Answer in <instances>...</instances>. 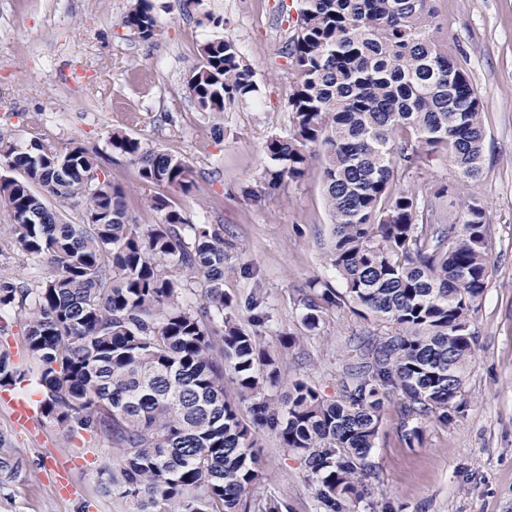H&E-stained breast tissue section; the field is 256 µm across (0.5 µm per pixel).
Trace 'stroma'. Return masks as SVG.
I'll use <instances>...</instances> for the list:
<instances>
[{
    "label": "stroma",
    "instance_id": "stroma-1",
    "mask_svg": "<svg viewBox=\"0 0 512 512\" xmlns=\"http://www.w3.org/2000/svg\"><path fill=\"white\" fill-rule=\"evenodd\" d=\"M157 28L142 39L122 19L129 0H0V136L18 144L39 137L81 146L125 191L129 216L160 223L150 200L160 186L113 151L124 130L151 151L185 158L197 187L172 195L194 224L223 229L230 254L224 293L251 329L247 303L265 302L262 343L282 381L306 380L328 400L342 395L344 365L357 336H387L389 325L349 308H324L316 328L302 317L313 283L340 286L329 260L331 218L312 160L306 178L271 191L267 140L287 134L291 67L279 54L293 34L299 0H152ZM431 39L447 48L484 104L482 175L474 186L486 209L489 285L474 315L477 346L466 377L467 404L451 424L425 423L410 445L394 404L382 412L371 453L376 476L354 512H512V0H433ZM232 40L255 72L257 91L224 112L201 111L187 89L205 41ZM81 70V81L71 74ZM26 320L0 315V354L22 370ZM263 481L257 497L274 495L289 512H321L302 456L279 436L258 434ZM20 465L0 483V512H113L100 477L113 460L101 437L70 436L35 414L15 424L0 397V459Z\"/></svg>",
    "mask_w": 512,
    "mask_h": 512
}]
</instances>
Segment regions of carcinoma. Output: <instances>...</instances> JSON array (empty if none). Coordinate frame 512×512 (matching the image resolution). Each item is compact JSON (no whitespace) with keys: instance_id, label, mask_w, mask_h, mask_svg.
<instances>
[{"instance_id":"cac0c4a2","label":"carcinoma","mask_w":512,"mask_h":512,"mask_svg":"<svg viewBox=\"0 0 512 512\" xmlns=\"http://www.w3.org/2000/svg\"><path fill=\"white\" fill-rule=\"evenodd\" d=\"M432 0H301L296 31L280 54L293 70V126L265 150V185L299 182L319 155L332 218L329 259L344 292L326 286L306 302L307 326L321 306L352 305L396 327L360 336L345 364L343 399L330 401L297 380L278 401L275 359L243 329L224 298V231L191 224L157 195L162 222L130 221L124 190L99 179L89 152L35 138L21 148L0 137V202L11 214L9 244L40 277L33 290L0 269V313L27 322L34 367L0 357V388L28 382L41 413L75 436L113 447L101 488L115 512H288L276 497L253 496L262 478L258 430L277 432L304 458L324 512H352L370 493V454L384 403L400 418L447 425L464 404L487 288L488 224L479 199L459 192L460 217L442 224L430 194L398 189L402 174L445 154L461 187L479 180L483 102L469 76L429 38ZM126 27L155 35L151 0H131ZM187 87L203 112L256 91L255 74L229 39L198 49ZM112 150L138 165L147 183L189 194L194 169L147 151L121 130ZM79 201L81 224L51 202ZM202 282L199 302H183V278ZM244 421L224 394V373Z\"/></svg>"}]
</instances>
